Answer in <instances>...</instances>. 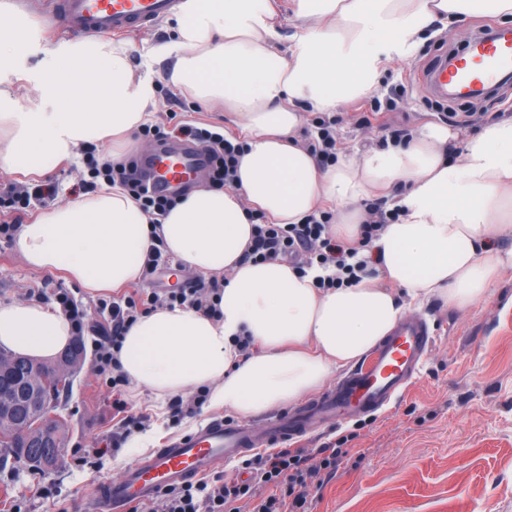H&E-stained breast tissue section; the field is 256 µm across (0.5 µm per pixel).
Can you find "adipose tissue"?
<instances>
[{"label": "adipose tissue", "mask_w": 512, "mask_h": 512, "mask_svg": "<svg viewBox=\"0 0 512 512\" xmlns=\"http://www.w3.org/2000/svg\"><path fill=\"white\" fill-rule=\"evenodd\" d=\"M304 25L290 50L279 46L270 0H184L170 40L132 66L127 43L85 36L58 42L52 67L36 76L17 61L30 44L25 25H0V168L43 177L91 146L111 145L113 161L141 149L138 137L157 107L156 59L166 80L205 106L224 109L227 129L245 143L234 188L187 190L160 218L129 192L100 183L96 192L52 206L18 229L15 250L36 270L62 271L86 292L112 291L142 277L153 237L183 267L220 277L219 317L163 306L138 317L118 354L130 384L166 402L208 387L207 407L249 417L322 388L362 359L403 319L408 301L437 297L466 310L481 303L512 248V119L463 138L449 160L448 128L427 125L406 146L339 157L322 167L298 139V103L333 112L376 92L391 56L411 58L421 35L445 17H512V0H293ZM35 80L39 94L20 99ZM112 96L85 95L70 107L53 93L89 81ZM393 191L398 219L371 243L377 276L350 287H316L279 260L241 263L253 214L299 224L334 206L332 230L357 241L362 201ZM250 337L242 356L233 345ZM74 339L56 306L0 303V349L51 360Z\"/></svg>", "instance_id": "adipose-tissue-1"}]
</instances>
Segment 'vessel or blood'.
Masks as SVG:
<instances>
[{
	"label": "vessel or blood",
	"instance_id": "1",
	"mask_svg": "<svg viewBox=\"0 0 512 512\" xmlns=\"http://www.w3.org/2000/svg\"><path fill=\"white\" fill-rule=\"evenodd\" d=\"M180 0H57L66 28L86 33L130 35L145 33L178 9ZM512 76V38L474 36L431 82L440 92L449 87L495 90ZM149 180L167 192L195 181L202 154L191 144L159 146L147 159ZM436 334L424 318L403 320L361 365L351 370L318 400L292 415L275 416L259 424L218 419L198 431L153 450L128 466L119 478L96 481L94 512H127L134 502L151 500L165 487L198 478L219 463L240 459L356 416L370 415L395 400L418 376Z\"/></svg>",
	"mask_w": 512,
	"mask_h": 512
}]
</instances>
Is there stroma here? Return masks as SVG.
<instances>
[{"label": "stroma", "instance_id": "obj_1", "mask_svg": "<svg viewBox=\"0 0 512 512\" xmlns=\"http://www.w3.org/2000/svg\"><path fill=\"white\" fill-rule=\"evenodd\" d=\"M25 12L35 32L24 60L27 69L48 67V52L57 42L74 38L53 19L47 0H11ZM499 19L462 17L435 22L412 58L393 59L384 68L376 96L395 98L388 122L418 130L424 125L447 127L454 137L449 155H458L460 137L512 117V94L504 103L455 99L450 111L426 104L420 80L443 47L463 50L470 35L501 29ZM175 91L160 84L156 124L169 112L199 127L223 125L220 110L194 101L179 104ZM357 103L340 107L335 116L339 150L351 153L376 146L378 128L356 126ZM85 308L94 324H102L98 298L66 283L58 272L28 268L12 240L0 238V302L36 300L54 303L57 289ZM411 313L428 317L438 328L435 345L419 376L385 409L290 441L289 447L316 455L325 444L346 439L350 449L335 474L324 476L311 512H512V268L501 272L489 296L460 311L433 298L412 305ZM82 367L58 412L66 419V445L58 462L33 473L14 459L0 464V512H89L95 480L118 477L138 457L140 448H124L97 469L88 449L112 440V390L92 367L90 338ZM130 412L144 415L145 432L156 445L189 435L215 419L212 411L175 422L167 409L157 408L148 391L125 386Z\"/></svg>", "mask_w": 512, "mask_h": 512}]
</instances>
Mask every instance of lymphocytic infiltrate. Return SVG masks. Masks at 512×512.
Segmentation results:
<instances>
[{"label": "lymphocytic infiltrate", "mask_w": 512, "mask_h": 512, "mask_svg": "<svg viewBox=\"0 0 512 512\" xmlns=\"http://www.w3.org/2000/svg\"><path fill=\"white\" fill-rule=\"evenodd\" d=\"M186 140L202 145L210 159L209 181L215 188L234 187L237 179L238 158L243 145L232 142L223 134L191 124L178 128ZM87 177L83 189L95 190L98 180L125 186L133 199L145 211L163 214L174 208L178 195H159L152 192L135 164L113 163L110 156L88 154ZM57 188L43 182L26 187L7 186L0 189V237H11L16 214L27 211L31 205L53 203ZM371 216L365 224L358 242L349 244L331 231L334 215L329 211L309 216L300 224L255 225L252 239L242 259L246 262L283 260L298 271L312 267L325 269L318 278L317 287L342 288L359 282L374 263L365 249L385 225L395 220L397 211L383 210L380 204H369ZM222 286L217 278L198 279L189 286L175 288L165 296L155 292L134 290L117 301H100L99 306L111 314L109 327L90 326L86 309L79 307L65 291H57L55 299L69 318L75 335L93 331L95 375H103L114 366V353L120 350L124 336L137 318L160 304L181 305L194 308L214 317L218 314L217 296ZM347 449L325 447L320 449L318 460L298 451L281 449L257 453L241 461V468L259 472L261 485L224 479L215 475L161 490L150 502L138 503L129 512H308L311 490L320 472L335 473Z\"/></svg>", "instance_id": "lymphocytic-infiltrate-1"}]
</instances>
